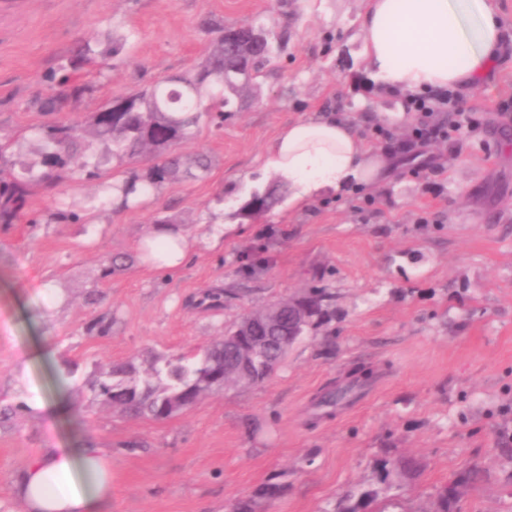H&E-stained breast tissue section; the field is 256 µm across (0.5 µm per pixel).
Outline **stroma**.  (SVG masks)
<instances>
[{
    "label": "stroma",
    "mask_w": 512,
    "mask_h": 512,
    "mask_svg": "<svg viewBox=\"0 0 512 512\" xmlns=\"http://www.w3.org/2000/svg\"><path fill=\"white\" fill-rule=\"evenodd\" d=\"M367 0H0V129L45 124L27 104L82 38L109 29L134 37L75 109L192 71L218 26L263 16L285 47L223 126L205 122L181 147L212 165L119 210L92 209L98 182L63 196L37 192L36 212L63 200L91 208L89 223L14 225L0 231V512H23L11 486L46 448L84 438L112 452L111 512H333L372 483L383 457L415 456L421 474L401 491L411 512L457 473L477 466L461 512H512V50L484 83L457 97L475 113L461 145L436 141L419 161L396 156V176L307 211L256 214L244 192L264 177L271 141L288 123L342 112L376 150L380 114L361 70L360 17ZM389 126L409 135L405 107ZM422 158V159H423ZM196 239L218 220L237 224L222 247L195 248L165 275L140 262L157 220ZM127 258L106 285L107 256ZM310 287L335 293L329 328L312 331L262 384L218 389L171 419L127 418L94 401L88 384L107 361L147 364L196 352L250 312ZM100 294L99 304L90 297ZM105 336H90L97 319ZM364 365L374 378L335 406L327 394ZM66 390L67 415H35L34 402ZM280 486L278 498L258 493Z\"/></svg>",
    "instance_id": "1"
}]
</instances>
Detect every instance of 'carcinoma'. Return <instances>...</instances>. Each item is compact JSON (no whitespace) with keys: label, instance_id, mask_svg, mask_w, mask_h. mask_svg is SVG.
Returning a JSON list of instances; mask_svg holds the SVG:
<instances>
[{"label":"carcinoma","instance_id":"cac0c4a2","mask_svg":"<svg viewBox=\"0 0 512 512\" xmlns=\"http://www.w3.org/2000/svg\"><path fill=\"white\" fill-rule=\"evenodd\" d=\"M127 41L126 35L109 33L103 41L91 36L77 44L59 66L60 76L51 77L46 93L33 102L38 112L54 120L39 128L32 152H22L23 135L0 131L1 230L24 221L38 223L31 217L32 199L38 188L59 191L76 178L99 179V204L125 209L131 201L160 191L182 168L187 173L193 168L207 172V158L196 156L184 162L172 150L190 139L202 121L224 122V113L234 111L233 96L252 84L282 51L281 42L272 38L259 18L235 29L221 27L192 73L120 96L129 102L127 111H112L113 101L109 100L86 117L69 114L91 90L84 79L85 67H92L99 78L107 77L112 72V59ZM140 158L151 162L145 177L105 178L110 163L121 165ZM44 217L50 224H75L87 220V213L71 205L51 209ZM303 296L312 308L309 321L291 332L288 323L282 324L274 333L269 364L255 374L252 384L269 378L304 334L332 321L333 293L326 288H310ZM233 360L234 352L216 341L195 354L158 359L144 370L131 361L108 362L101 366L89 390L102 406L125 416L167 420L172 414L165 411V404L171 396L181 394L186 407H192L211 392L209 380L214 367ZM419 470L420 464L410 457L381 460L375 483L345 496L337 512H388L390 507L412 512L388 493L413 481ZM481 477L477 467L457 474L429 506L418 512H457L462 490L480 482Z\"/></svg>","mask_w":512,"mask_h":512}]
</instances>
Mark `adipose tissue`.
<instances>
[{
  "instance_id": "adipose-tissue-1",
  "label": "adipose tissue",
  "mask_w": 512,
  "mask_h": 512,
  "mask_svg": "<svg viewBox=\"0 0 512 512\" xmlns=\"http://www.w3.org/2000/svg\"><path fill=\"white\" fill-rule=\"evenodd\" d=\"M368 80L392 95L462 94L478 87L503 54L507 36L496 0H368L360 23ZM265 171L287 178L291 205L382 184L392 167L333 112L284 127ZM192 243L155 233L138 246L141 262L178 271ZM25 512H108L112 462L105 449L76 440L28 461L14 484Z\"/></svg>"
}]
</instances>
